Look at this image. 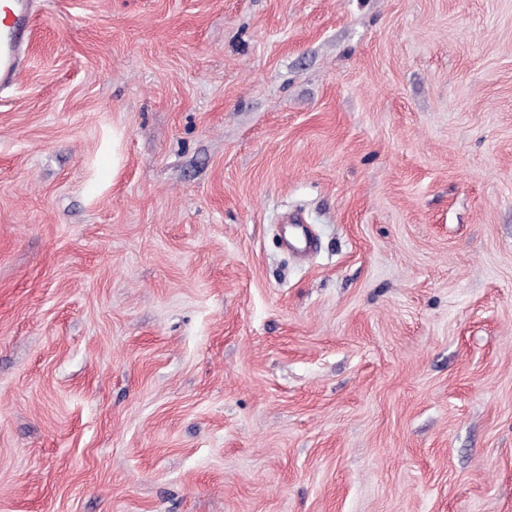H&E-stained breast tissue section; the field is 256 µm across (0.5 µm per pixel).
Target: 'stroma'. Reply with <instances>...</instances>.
I'll return each mask as SVG.
<instances>
[{
    "instance_id": "obj_1",
    "label": "stroma",
    "mask_w": 512,
    "mask_h": 512,
    "mask_svg": "<svg viewBox=\"0 0 512 512\" xmlns=\"http://www.w3.org/2000/svg\"><path fill=\"white\" fill-rule=\"evenodd\" d=\"M36 9L0 512H512V0Z\"/></svg>"
}]
</instances>
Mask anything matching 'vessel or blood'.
I'll list each match as a JSON object with an SVG mask.
<instances>
[{
    "label": "vessel or blood",
    "mask_w": 512,
    "mask_h": 512,
    "mask_svg": "<svg viewBox=\"0 0 512 512\" xmlns=\"http://www.w3.org/2000/svg\"><path fill=\"white\" fill-rule=\"evenodd\" d=\"M33 23V0H0L1 90L15 86L21 78Z\"/></svg>",
    "instance_id": "vessel-or-blood-1"
}]
</instances>
